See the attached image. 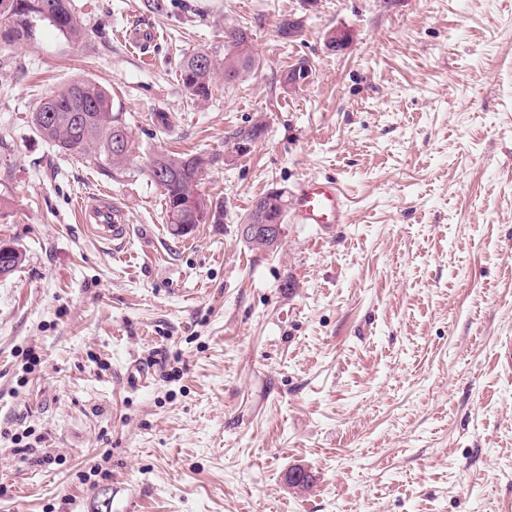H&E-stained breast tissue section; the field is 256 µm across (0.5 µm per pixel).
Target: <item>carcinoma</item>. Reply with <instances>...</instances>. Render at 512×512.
I'll list each match as a JSON object with an SVG mask.
<instances>
[{"mask_svg": "<svg viewBox=\"0 0 512 512\" xmlns=\"http://www.w3.org/2000/svg\"><path fill=\"white\" fill-rule=\"evenodd\" d=\"M41 23L70 41L78 42L86 35L70 0H0V42L33 41ZM250 43L248 30L225 29L224 82L237 80L255 66ZM216 68L214 59L201 51L180 61V78L191 100L200 103L210 98ZM30 121L36 134L59 152L88 162L113 179L126 174V161L138 149L122 113L114 111L111 93L100 82L69 83L40 101ZM147 172L161 190L172 234L182 236L194 224L219 220L200 193L205 176L202 158L155 153L147 162Z\"/></svg>", "mask_w": 512, "mask_h": 512, "instance_id": "1", "label": "carcinoma"}]
</instances>
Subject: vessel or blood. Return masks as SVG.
Wrapping results in <instances>:
<instances>
[{
  "instance_id": "b4317fda",
  "label": "vessel or blood",
  "mask_w": 512,
  "mask_h": 512,
  "mask_svg": "<svg viewBox=\"0 0 512 512\" xmlns=\"http://www.w3.org/2000/svg\"><path fill=\"white\" fill-rule=\"evenodd\" d=\"M79 216L87 233L96 241L120 249L126 242L129 226L124 210L111 202L107 193L89 196L79 205ZM295 224H311L322 234L347 223L343 194L337 182L311 178L301 183L289 208Z\"/></svg>"
}]
</instances>
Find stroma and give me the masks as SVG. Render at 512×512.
<instances>
[{"instance_id": "35a3bbf8", "label": "stroma", "mask_w": 512, "mask_h": 512, "mask_svg": "<svg viewBox=\"0 0 512 512\" xmlns=\"http://www.w3.org/2000/svg\"><path fill=\"white\" fill-rule=\"evenodd\" d=\"M72 4L81 42L44 23L0 49V242L25 255L0 279V512H512V0ZM135 25L158 40L131 49ZM230 25L257 64L195 104L178 64L223 59ZM76 79L112 91L138 145L119 180L31 126ZM156 152L204 159L220 222L170 234ZM311 177L348 223L253 248L251 203ZM98 188L124 252L79 219ZM311 73V61L306 58H301L291 67H289L287 72L284 73L283 84L285 86H288V89L299 87L300 85L305 84L309 80ZM287 74L288 82L286 81Z\"/></svg>"}]
</instances>
